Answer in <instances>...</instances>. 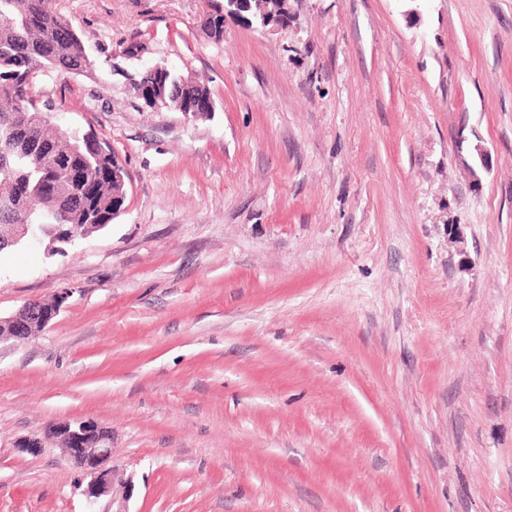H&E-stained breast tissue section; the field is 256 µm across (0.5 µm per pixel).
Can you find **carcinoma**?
<instances>
[{"label": "carcinoma", "mask_w": 512, "mask_h": 512, "mask_svg": "<svg viewBox=\"0 0 512 512\" xmlns=\"http://www.w3.org/2000/svg\"><path fill=\"white\" fill-rule=\"evenodd\" d=\"M207 36L224 40V15L205 20ZM91 60L72 22L57 13L51 0H0V254L24 242L8 243L13 225L28 224L48 236L56 224L76 234L94 233L112 221V205L126 187L112 182L121 163L98 137L53 127L35 92L45 71L83 73ZM138 99L149 108L185 112L204 100L201 117L215 112L208 88L170 67H150L134 82ZM104 171L107 178L88 188L65 180L61 168Z\"/></svg>", "instance_id": "carcinoma-1"}]
</instances>
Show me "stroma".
<instances>
[{
  "label": "stroma",
  "mask_w": 512,
  "mask_h": 512,
  "mask_svg": "<svg viewBox=\"0 0 512 512\" xmlns=\"http://www.w3.org/2000/svg\"><path fill=\"white\" fill-rule=\"evenodd\" d=\"M53 0L38 76L128 172L103 230L0 256V512H512V0ZM165 63L213 118L145 107ZM489 157L480 167L477 149ZM112 432L110 492L54 443ZM224 4V13L230 15H242L246 13L257 24L262 27L278 26L279 14L276 13H261L258 14L253 10L252 0H226ZM40 300H31L26 303H24L14 314L8 316V317H0V326L3 324L6 325H17L19 323H27L25 319H27L28 316H35L38 314L36 312L38 308V302ZM33 322L37 320V317L35 316L33 319ZM41 333V329L38 327V323L36 322L34 325H32L30 328H25L24 330L14 333L11 332V336H35L37 334Z\"/></svg>",
  "instance_id": "35a3bbf8"
}]
</instances>
